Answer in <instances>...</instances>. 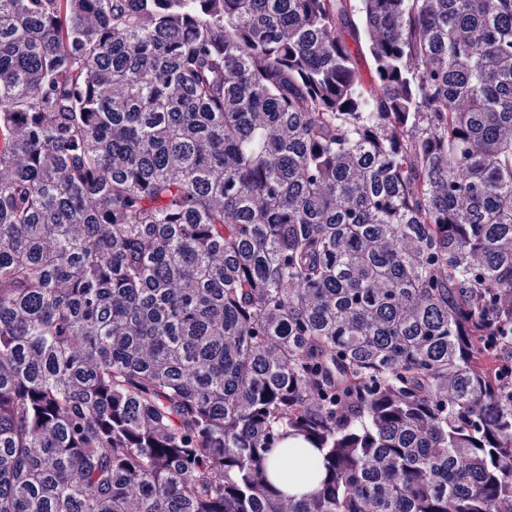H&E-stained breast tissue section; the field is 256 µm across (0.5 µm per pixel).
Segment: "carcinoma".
I'll list each match as a JSON object with an SVG mask.
<instances>
[{"mask_svg":"<svg viewBox=\"0 0 512 512\" xmlns=\"http://www.w3.org/2000/svg\"><path fill=\"white\" fill-rule=\"evenodd\" d=\"M499 288L512 0H0V512H493Z\"/></svg>","mask_w":512,"mask_h":512,"instance_id":"1","label":"carcinoma"}]
</instances>
